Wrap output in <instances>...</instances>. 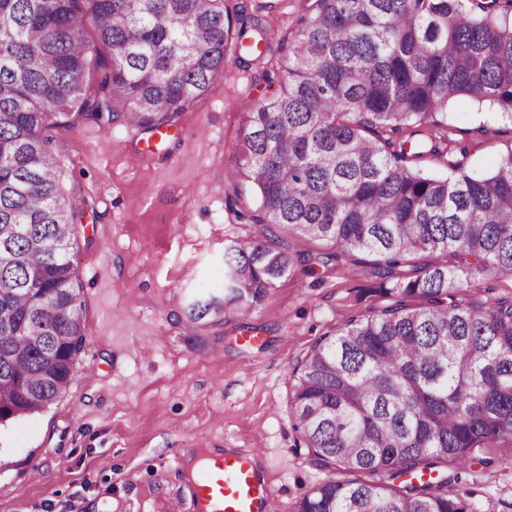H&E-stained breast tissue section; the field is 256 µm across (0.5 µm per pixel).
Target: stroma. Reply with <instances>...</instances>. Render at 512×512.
Here are the masks:
<instances>
[{"label":"stroma","mask_w":512,"mask_h":512,"mask_svg":"<svg viewBox=\"0 0 512 512\" xmlns=\"http://www.w3.org/2000/svg\"><path fill=\"white\" fill-rule=\"evenodd\" d=\"M236 2L239 22L261 15L273 36L258 62L228 58L175 126L149 135L72 115L57 131L62 182L82 208L85 344L65 395L0 426V512H166L188 491L183 468L202 439L264 449L280 512L336 476L298 445L289 377L320 337L391 305L358 298L374 255L341 257L321 279L283 278L249 316L184 324L191 299L222 286L225 242L252 232L235 217L256 207L235 167L240 112L263 96L313 0ZM448 123L468 172L512 150V127L487 108L451 106ZM448 489L472 512H512L511 469H467Z\"/></svg>","instance_id":"stroma-1"}]
</instances>
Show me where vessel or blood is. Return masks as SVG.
Listing matches in <instances>:
<instances>
[{"label": "vessel or blood", "mask_w": 512, "mask_h": 512, "mask_svg": "<svg viewBox=\"0 0 512 512\" xmlns=\"http://www.w3.org/2000/svg\"><path fill=\"white\" fill-rule=\"evenodd\" d=\"M263 459L255 448L199 449L189 471L191 493L174 498L175 512H276L277 496L261 469Z\"/></svg>", "instance_id": "b4317fda"}]
</instances>
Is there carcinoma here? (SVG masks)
Instances as JSON below:
<instances>
[{
	"instance_id": "1",
	"label": "carcinoma",
	"mask_w": 512,
	"mask_h": 512,
	"mask_svg": "<svg viewBox=\"0 0 512 512\" xmlns=\"http://www.w3.org/2000/svg\"><path fill=\"white\" fill-rule=\"evenodd\" d=\"M230 2L0 0V425L60 398L84 343L61 119L172 125L228 50L261 58L267 25L233 29ZM266 81L235 160L254 231L224 245V288L196 296L186 325L249 313L298 263L380 255L363 294L403 300L320 337L290 377L314 462L368 480L323 482L293 512H471L448 469L512 468V299L463 298L512 274V150L483 175L413 163L448 155L459 100L512 124V0H314ZM294 236L331 252L294 255ZM419 253L455 262L400 272Z\"/></svg>"
}]
</instances>
